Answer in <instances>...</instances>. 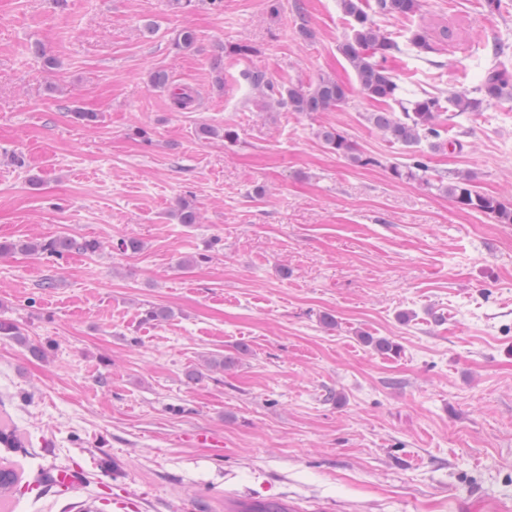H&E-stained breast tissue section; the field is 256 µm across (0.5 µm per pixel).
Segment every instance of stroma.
I'll use <instances>...</instances> for the list:
<instances>
[{
	"label": "stroma",
	"instance_id": "1",
	"mask_svg": "<svg viewBox=\"0 0 512 512\" xmlns=\"http://www.w3.org/2000/svg\"><path fill=\"white\" fill-rule=\"evenodd\" d=\"M376 22L403 47L388 60L400 98L512 69V0H422ZM444 25L432 58L407 49ZM186 28L193 47L175 49ZM348 34L339 0H0V240L104 246L0 257V321L22 332L0 335V429L17 438L0 463L19 474L0 512H110L126 493L139 512H225L233 495L512 512V224L392 178L406 150L366 116L399 105L359 92ZM236 42L254 53L225 54ZM253 70L279 87L328 75L350 95L265 109ZM174 87L195 107L174 109ZM442 124L462 147L432 152L431 176L466 172L512 202V102ZM203 125L236 140L199 139ZM323 126L378 165L326 148ZM184 201L197 223H179ZM151 306L172 315L145 320ZM216 355L233 365L209 368ZM73 465L76 490L40 480ZM102 248L103 245L101 242L95 239L62 236L36 241H0V256L15 252L36 256L45 255L46 258L62 256L64 253L68 252L92 255L101 251Z\"/></svg>",
	"mask_w": 512,
	"mask_h": 512
}]
</instances>
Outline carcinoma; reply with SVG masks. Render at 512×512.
Wrapping results in <instances>:
<instances>
[{"label":"carcinoma","mask_w":512,"mask_h":512,"mask_svg":"<svg viewBox=\"0 0 512 512\" xmlns=\"http://www.w3.org/2000/svg\"><path fill=\"white\" fill-rule=\"evenodd\" d=\"M340 6L350 18L351 33L339 45V51L353 69L360 92L375 101L398 102L401 107L398 114L372 112L368 121L394 142L417 146L424 141L433 149L445 148L446 142L441 140V98L426 96L414 101L397 98L400 86L386 65V60L401 52V47L398 42L383 34L373 19L375 15L413 16L419 12L421 0H374L370 8L365 0H340ZM409 44L420 53L435 51L433 41L424 28L412 32ZM247 79L262 98H268L291 112H327L345 102L349 96V88L344 83L325 75L313 84L283 89L275 87L261 71L249 73ZM474 92L479 97H471L466 91L453 92L448 102L462 112H477L486 101H501L508 95L512 96V73L505 63L498 62L485 71ZM318 137L328 149L363 167L380 164L378 159L363 153L353 140L333 127L321 128ZM390 171L396 180L419 181L433 186L429 178V165L422 150L411 158V162L392 166ZM438 182L446 183L448 197L461 208L489 214L500 224H512V205L476 190L470 175L458 172L450 179L443 175L438 178ZM102 248L101 242L95 239L62 236L36 241H0V256L15 252L47 258L68 252L92 255ZM17 482L18 477L13 470L0 468V496L6 497L12 493Z\"/></svg>","instance_id":"carcinoma-1"}]
</instances>
